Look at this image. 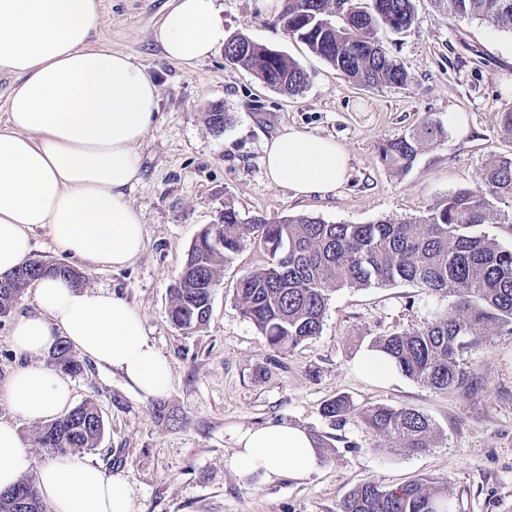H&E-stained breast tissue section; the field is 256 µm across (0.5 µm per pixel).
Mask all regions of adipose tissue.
<instances>
[{"mask_svg": "<svg viewBox=\"0 0 512 512\" xmlns=\"http://www.w3.org/2000/svg\"><path fill=\"white\" fill-rule=\"evenodd\" d=\"M102 0H0V73L14 84L0 128V274L28 258L33 227L63 250L119 270L141 252L144 227L127 190L139 179L138 147L159 107L147 71L107 44H92ZM154 36L167 59L193 63L224 44L228 32L214 0H175ZM272 186L291 197L327 196L345 183L350 156L335 140L283 128L264 144ZM119 370L138 396L167 394L168 362L150 344L138 312L103 291L46 276L32 310L11 324L12 348L27 363L9 378L11 411L49 421L71 402L58 371L39 364L58 338ZM230 466L266 481L304 480L320 466L314 439L287 422L242 431ZM32 467L17 429L0 422V492ZM38 471L52 512H132L133 490L75 456Z\"/></svg>", "mask_w": 512, "mask_h": 512, "instance_id": "1", "label": "adipose tissue"}]
</instances>
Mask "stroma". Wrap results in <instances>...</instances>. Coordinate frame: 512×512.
I'll list each match as a JSON object with an SVG mask.
<instances>
[{"label": "stroma", "mask_w": 512, "mask_h": 512, "mask_svg": "<svg viewBox=\"0 0 512 512\" xmlns=\"http://www.w3.org/2000/svg\"><path fill=\"white\" fill-rule=\"evenodd\" d=\"M413 4L411 28L379 33L410 82L361 87L289 36L261 0H215L229 35L247 36L307 72L303 92L287 96L230 65L220 47L193 64L166 59L154 29L172 0H102L96 40L131 56L159 90L158 113L139 147L141 178L127 191L141 215L144 246L115 271L64 252L38 228L31 255L70 264L85 274L87 289L123 297L170 365L165 402L174 418L168 422L157 420L151 400L131 392L112 367L86 357L83 373L67 379L73 403L94 400L104 420L98 448L84 459L107 475L128 476L133 512H339L344 496L362 482L395 488L420 478L447 484L454 512H512V335L491 337L473 352L486 387L470 397L398 373L373 378L356 365L374 337L431 322L448 298L403 283L345 287L332 294L320 335L280 354L234 305L241 276L267 262L263 249L248 242L225 264L202 330L179 331L167 315L170 284L225 203L245 218L403 220L426 214L448 194L481 187L490 155L512 156V135L501 128L502 112L512 107V33L448 17L437 0ZM215 104L230 118L220 134L205 120ZM452 109L465 115V133L425 145L407 172L385 165L382 144L424 120L446 122ZM288 126L333 138L348 152L350 176L336 194L295 199L269 185L263 145ZM11 323L0 318V421L17 428L38 467L52 455L36 447L35 423L15 416L6 399L21 363L9 343ZM342 394L361 409L420 411L437 430L432 448L405 451L355 419L332 426L321 407ZM280 422L327 441L317 473L266 483L229 467L238 432Z\"/></svg>", "instance_id": "1"}]
</instances>
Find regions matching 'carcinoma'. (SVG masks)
Segmentation results:
<instances>
[{"label": "carcinoma", "instance_id": "carcinoma-1", "mask_svg": "<svg viewBox=\"0 0 512 512\" xmlns=\"http://www.w3.org/2000/svg\"><path fill=\"white\" fill-rule=\"evenodd\" d=\"M438 2L450 17L512 31V0ZM279 21L313 54L361 86H398L410 80L407 69L390 58L378 33L383 28L408 30L415 21L412 0H284ZM224 58L286 95L298 94L308 82L297 62L243 35L227 39ZM227 120L220 106L206 113L215 133L224 132ZM447 135L443 125L427 121L383 144L382 159L404 171L423 145ZM482 181V188L454 193L419 218L374 224H330L304 214L244 219L228 202L221 222L201 231L170 284L169 320L180 331L204 328L224 263L251 241L269 259L241 277L234 301L274 351L291 350L319 335L331 295L338 289L410 283L454 301L433 322L377 336L369 349L384 354L414 382L474 395L484 389V381L468 353L504 331L512 335V248L479 231L483 224L512 219L490 204L492 198L512 202V157L487 159ZM18 270L17 277L0 285V317L12 312L30 283L47 274L76 287L85 281L74 266L31 257ZM50 361L68 375L83 370L65 340L56 344ZM322 413L334 423L356 418L372 433L398 438L411 452L431 447L436 436L431 419L412 408L359 409L349 396L338 395L323 404ZM103 431L97 403L86 400L42 424L34 439L58 456L72 455L97 448ZM0 512H47V506L34 480L23 478L0 493ZM340 512H453V505L447 488L437 481L415 480L392 489L366 481L348 493Z\"/></svg>", "mask_w": 512, "mask_h": 512}]
</instances>
